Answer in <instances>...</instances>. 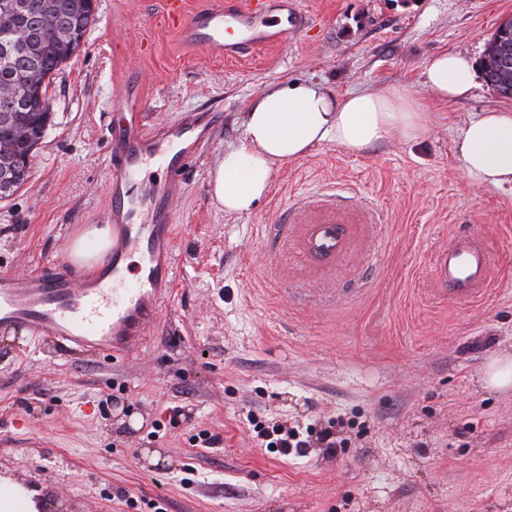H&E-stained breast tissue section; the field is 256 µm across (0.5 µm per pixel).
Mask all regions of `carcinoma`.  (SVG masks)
I'll list each match as a JSON object with an SVG mask.
<instances>
[{"label": "carcinoma", "mask_w": 512, "mask_h": 512, "mask_svg": "<svg viewBox=\"0 0 512 512\" xmlns=\"http://www.w3.org/2000/svg\"><path fill=\"white\" fill-rule=\"evenodd\" d=\"M8 21L12 28L25 32L29 51L0 64V170H6L21 183L30 176L29 159L41 140V132L50 126L51 98L48 88L55 77L75 60L84 39L97 17L94 0H12ZM55 13V29H46L49 13ZM502 47L489 41L481 60L488 72L485 82L500 89H512V71L502 72L495 57ZM37 71L41 81L29 83V74ZM19 128L30 136L15 137Z\"/></svg>", "instance_id": "cac0c4a2"}]
</instances>
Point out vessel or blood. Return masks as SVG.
Returning <instances> with one entry per match:
<instances>
[{"mask_svg":"<svg viewBox=\"0 0 512 512\" xmlns=\"http://www.w3.org/2000/svg\"><path fill=\"white\" fill-rule=\"evenodd\" d=\"M166 14L187 46L232 59L286 48L307 22L298 0H207L192 11L185 0H166ZM116 108L124 120L112 127L108 144L111 249L83 275L59 261L26 274L0 272V327L114 361L143 344L171 295L172 205L185 191L186 161L200 155L217 120L212 112H192L175 127L146 126L143 87L134 79L123 86ZM156 158L167 166L165 180L143 175ZM319 208L320 217L301 225L298 245L312 262L329 265L343 254L349 230L336 221L335 200ZM493 266V248L482 234L458 236L436 255V281L452 298L468 301L490 287Z\"/></svg>","mask_w":512,"mask_h":512,"instance_id":"obj_1","label":"vessel or blood"}]
</instances>
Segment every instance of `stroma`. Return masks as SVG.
<instances>
[{"label":"stroma","mask_w":512,"mask_h":512,"mask_svg":"<svg viewBox=\"0 0 512 512\" xmlns=\"http://www.w3.org/2000/svg\"><path fill=\"white\" fill-rule=\"evenodd\" d=\"M96 5L48 88L31 176L0 199V271L66 256L76 233L109 223V131L131 73L146 125L205 109L224 120L185 170L174 292L142 350L110 362L0 329V479L36 491L37 512H512V387L481 380L512 353V194L473 187L457 151L469 116L512 101L482 81L441 102L422 76L444 52L480 62L512 0H301L310 25L289 49L240 59L186 46L164 0ZM288 82L398 87L433 123L363 154L322 144L275 167L250 213H225L210 174L243 144L255 97ZM327 195L342 197L351 243L316 268L274 227ZM475 231L494 245L492 284L454 301L434 257ZM257 421L307 448L265 447ZM203 431L218 447L197 445Z\"/></svg>","instance_id":"obj_1"}]
</instances>
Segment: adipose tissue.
<instances>
[{"label":"adipose tissue","instance_id":"obj_1","mask_svg":"<svg viewBox=\"0 0 512 512\" xmlns=\"http://www.w3.org/2000/svg\"><path fill=\"white\" fill-rule=\"evenodd\" d=\"M425 85L443 101L468 97L476 86L471 62L457 54L432 57ZM430 112L399 88L338 98L317 83L266 89L244 118L245 140L225 152L211 176V192L228 213H248L268 192L273 166L307 155L326 142L364 152L390 139L415 140L430 126ZM458 152L475 186L512 190V110L475 113L461 128ZM112 245L109 227L89 226L70 246L72 262L94 267Z\"/></svg>","mask_w":512,"mask_h":512}]
</instances>
